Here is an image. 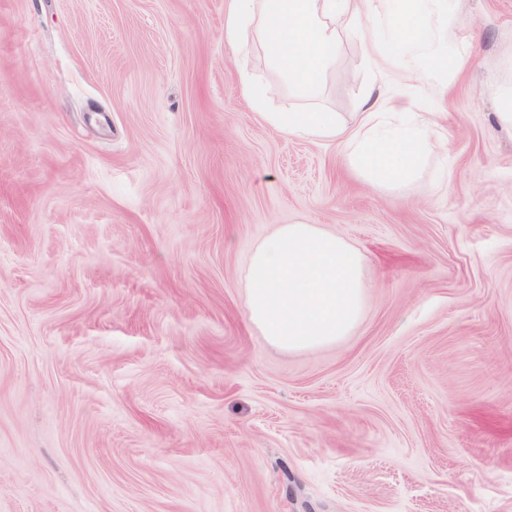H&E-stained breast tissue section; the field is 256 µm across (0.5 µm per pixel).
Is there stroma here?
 <instances>
[{
    "label": "stroma",
    "mask_w": 512,
    "mask_h": 512,
    "mask_svg": "<svg viewBox=\"0 0 512 512\" xmlns=\"http://www.w3.org/2000/svg\"><path fill=\"white\" fill-rule=\"evenodd\" d=\"M452 7L408 31L452 67L382 62L438 142L381 187L266 124L298 101L227 0H0V512H512V0ZM400 20L340 30L320 106ZM277 224L363 255L336 344L249 321Z\"/></svg>",
    "instance_id": "35a3bbf8"
}]
</instances>
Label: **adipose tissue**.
I'll use <instances>...</instances> for the list:
<instances>
[{"label":"adipose tissue","mask_w":512,"mask_h":512,"mask_svg":"<svg viewBox=\"0 0 512 512\" xmlns=\"http://www.w3.org/2000/svg\"><path fill=\"white\" fill-rule=\"evenodd\" d=\"M387 0H229L224 38L235 48L248 32L258 33L270 57L292 81L303 105L288 112H267L263 118L275 129L310 140L340 141L351 167L379 186L398 184L419 166L434 140L430 120L409 113L402 124H382L389 89L380 80L376 57L368 66L375 80L372 93L360 100L352 123L317 107L315 99L325 70L336 58V22L343 19L369 32L372 17Z\"/></svg>","instance_id":"adipose-tissue-1"}]
</instances>
